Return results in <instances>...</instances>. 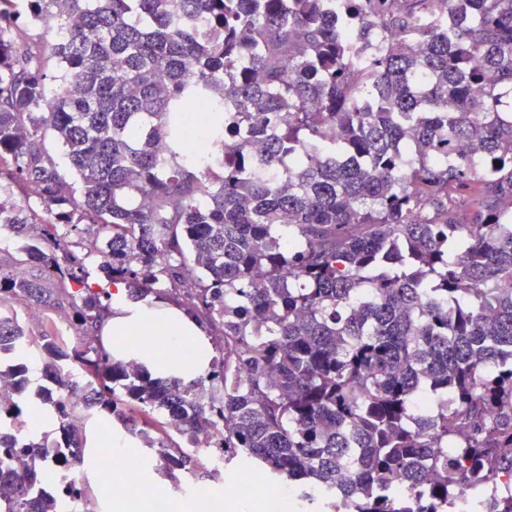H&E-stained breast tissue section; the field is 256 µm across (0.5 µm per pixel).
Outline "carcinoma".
Returning <instances> with one entry per match:
<instances>
[{
    "label": "carcinoma",
    "mask_w": 512,
    "mask_h": 512,
    "mask_svg": "<svg viewBox=\"0 0 512 512\" xmlns=\"http://www.w3.org/2000/svg\"><path fill=\"white\" fill-rule=\"evenodd\" d=\"M447 2L442 39L436 0H0V508L60 512L33 490L83 463L66 391L172 479L199 445L340 488L314 512H512V0ZM116 284L208 332L202 375L106 348ZM40 413L56 434L16 437ZM27 310H28L27 306H24V305L16 306V311L18 313L19 320L20 321L23 320L26 322V325L29 327L28 330H34L36 333H39L41 331H50V332L54 333L55 335H57V332H58L62 336H68V337L77 336L73 327H72V329H73L72 332L69 330L70 326H69L68 322L66 321L67 318L61 313L60 309L54 310L51 308H47V309L43 310V308H40L39 310L41 311L42 319H41V322L39 323V325L36 327H32L28 323V321L30 323L32 322L36 309L28 310V312H27ZM26 313H27L28 321L26 319ZM65 328L67 329V333L62 334V331ZM74 333H75V335H74Z\"/></svg>",
    "instance_id": "carcinoma-1"
}]
</instances>
